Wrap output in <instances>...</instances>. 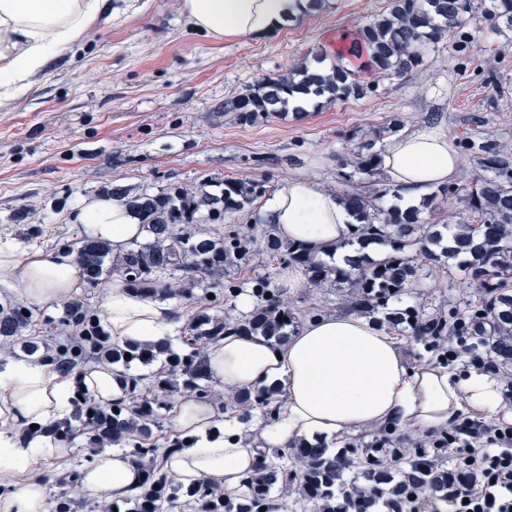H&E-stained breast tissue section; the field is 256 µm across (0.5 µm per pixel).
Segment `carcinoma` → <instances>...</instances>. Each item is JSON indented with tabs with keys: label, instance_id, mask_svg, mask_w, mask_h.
I'll use <instances>...</instances> for the list:
<instances>
[{
	"label": "carcinoma",
	"instance_id": "1",
	"mask_svg": "<svg viewBox=\"0 0 512 512\" xmlns=\"http://www.w3.org/2000/svg\"><path fill=\"white\" fill-rule=\"evenodd\" d=\"M481 10L488 31L512 29V0H390L387 11L362 27L353 39L349 54L366 57L365 66L384 76L401 77L418 67L424 54L448 35L457 52L464 54L472 33L463 29L465 17ZM316 65L302 63L276 79H264L251 93L224 102V111L234 114L242 123H253L259 117H270L285 111L295 103V111L302 112V103L312 100H343L365 97L376 92V86L363 83L356 73L339 64L323 68V59L314 56ZM463 152L479 166L482 174L467 197L469 208L477 214L479 224H432L423 213L432 209L436 199L445 202L459 195V188L446 186L423 200L416 208L404 211L396 205L387 206L383 197L367 201L350 197L346 202L353 211L355 234L363 245H391L395 253L378 259L359 253L346 259V266H332L316 258L304 248L288 247L284 259L301 264L309 273L312 284L320 286L331 281H347L357 292V305L372 310H387L385 320L392 324H407L416 337L440 336L443 321L423 320L413 309H388L389 301L406 288H417L419 263L412 257L397 254L406 240L415 238L420 244L419 256L429 261L428 272L441 268L442 259L466 256L470 285L482 289L488 304L473 311L468 321L480 316L503 337L501 352H512V152L500 145L475 140L460 143ZM381 154L368 143L356 153L349 165L354 172L371 174L379 166ZM266 192L259 181L250 183L228 180L224 182L221 197L207 192H193L181 187L167 193H146L131 196L121 188L112 190V197L128 205L140 223L149 226L152 240L137 244L125 257L121 273L129 283L147 296L159 289L177 293L181 283L163 282L161 276L169 271H180L190 285L201 284L206 277L224 272L226 265L247 264L257 255L275 258L280 246L274 238L243 237L237 231L222 236H211L193 229L197 214L206 212L204 219L215 222L224 219L226 210H242L254 198ZM112 255L109 244L87 240L78 250V261L87 282L100 283L107 258ZM256 293L264 300L250 318L229 322L206 313L197 315L188 326L187 343L192 351L187 355L171 352L168 365L171 375L182 378L176 383L168 377L159 378L154 385V398H142L130 405H113L100 414L108 434L95 430L93 440L130 448V454L142 462L145 477L135 495L136 512H170L181 498L198 501L202 512H278L280 505L269 495L270 487L280 483L285 487L298 482L306 497L315 502L317 512H336V496L340 491L338 471L345 461L365 471L370 470V454L353 448L339 457L326 454L319 443L303 442L289 450L274 452L266 457L251 475L248 492L239 498L230 497L219 486L201 482L181 487L165 469L168 455L186 447L185 440L175 438L144 445L151 435V426L157 423L154 406L175 407V394L180 389L209 397L210 388L204 381L210 378L204 349L228 328L259 334L273 342L288 338L294 313L288 299L276 295L264 281L258 283ZM24 307L0 305V337L11 339L32 355L37 353L42 339L26 336L22 330L32 316L23 315ZM67 319L78 325L91 327L98 318L82 309L80 303L67 305ZM129 358H124V355ZM152 352L131 344L112 341L107 332H100L96 343L82 340L76 344L61 343L53 361L65 370H73L87 359L98 358L112 363L129 365L144 360ZM245 407L257 406L269 418L277 408L276 391L263 388L254 393L237 396Z\"/></svg>",
	"mask_w": 512,
	"mask_h": 512
}]
</instances>
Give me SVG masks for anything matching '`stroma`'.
<instances>
[{
  "label": "stroma",
  "mask_w": 512,
  "mask_h": 512,
  "mask_svg": "<svg viewBox=\"0 0 512 512\" xmlns=\"http://www.w3.org/2000/svg\"><path fill=\"white\" fill-rule=\"evenodd\" d=\"M387 0H327L320 10L259 40H213L195 33L179 0H121L112 19H100L86 39L55 58L13 98L0 100V243L47 250L77 246L71 210L122 188L156 195L173 187L220 193L225 180L262 182L274 193L299 174L316 177L338 195L385 190L382 171L351 174L342 158L367 142L385 150L393 119L403 129L437 122L454 141L484 139L512 147V32L476 37L466 55L441 40L422 64L402 77L372 79L376 93L323 105L298 115L235 121L227 99L253 91L317 51L332 49L387 9ZM262 198L197 230L217 236L234 229L271 234L258 223ZM283 267L265 260L223 274L170 302L182 320L199 307L234 321L237 294L260 279L278 287ZM478 300L458 260L422 277L420 293L390 300L427 318L463 314ZM349 284L310 286L290 302L298 323L329 313L356 317ZM26 332L48 346L68 342L74 326L64 308L33 307Z\"/></svg>",
  "instance_id": "1"
}]
</instances>
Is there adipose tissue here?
Wrapping results in <instances>:
<instances>
[{"label": "adipose tissue", "mask_w": 512, "mask_h": 512, "mask_svg": "<svg viewBox=\"0 0 512 512\" xmlns=\"http://www.w3.org/2000/svg\"><path fill=\"white\" fill-rule=\"evenodd\" d=\"M192 27L215 40L260 39L307 13L309 0H180ZM112 0H0V99L29 85L49 61L80 44L92 23L111 13ZM382 170L399 188L404 207L420 205L433 188L456 184L463 159L441 127H421L396 135L382 157ZM276 237L326 256L354 231L353 217L340 197L315 178L299 176L258 212ZM71 219L85 235L110 243L112 265L120 267L131 244L149 233L122 202L97 197L74 209ZM83 283L77 253L0 247V294H15L32 304L54 308L74 297ZM103 316L112 338L146 348L171 341L181 323L170 304L144 296L120 279L103 289ZM212 377L234 395L264 386L278 387L274 415L254 424L251 443L237 439L239 418L195 396L183 397L171 420L187 448L171 454L169 471L186 485L218 480L240 495L264 450L302 442L342 440L363 429L398 424L425 435L447 428L470 406L512 420L500 384L473 371L458 378L428 365L414 370L392 336L374 322L319 315L288 340L230 332L208 347ZM103 403L130 398L128 374L102 363L81 376L51 361L12 357L0 363V479L13 487L0 498V512H50V489L33 466L52 458L66 464L68 454L45 429L73 412L77 389ZM142 467L115 451L97 457L81 472V487L99 501L136 492Z\"/></svg>", "instance_id": "adipose-tissue-1"}]
</instances>
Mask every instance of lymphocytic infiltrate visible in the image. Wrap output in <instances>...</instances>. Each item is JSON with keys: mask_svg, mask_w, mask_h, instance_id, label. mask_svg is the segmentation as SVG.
<instances>
[{"mask_svg": "<svg viewBox=\"0 0 512 512\" xmlns=\"http://www.w3.org/2000/svg\"><path fill=\"white\" fill-rule=\"evenodd\" d=\"M428 463L451 453L448 490L397 483L391 488L361 483L336 502V512H423L428 497L440 496L448 512H512V421L464 417L430 440Z\"/></svg>", "mask_w": 512, "mask_h": 512, "instance_id": "f902f5d3", "label": "lymphocytic infiltrate"}]
</instances>
